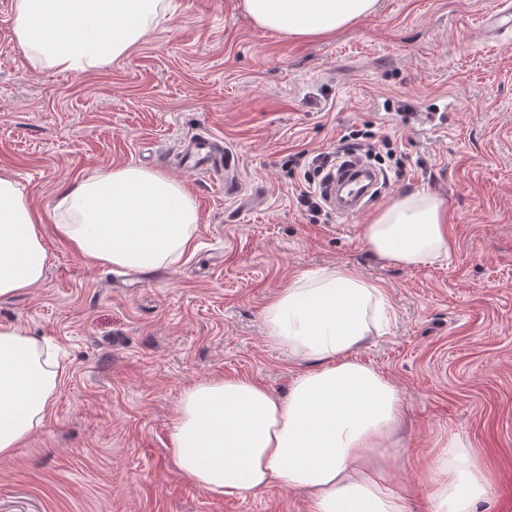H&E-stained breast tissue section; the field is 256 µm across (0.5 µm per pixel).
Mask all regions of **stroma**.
<instances>
[{"label": "stroma", "mask_w": 512, "mask_h": 512, "mask_svg": "<svg viewBox=\"0 0 512 512\" xmlns=\"http://www.w3.org/2000/svg\"><path fill=\"white\" fill-rule=\"evenodd\" d=\"M146 39L111 66H33L0 0V172L23 186L49 254L42 283L0 300V325L57 346L62 380L45 426L0 456V512H307L272 483L246 497L204 491L170 454L188 386L247 377L282 396L303 362L264 338L266 302L296 274L344 265L384 289L394 317L352 351L400 389V478L409 512H430L427 460L459 436L493 471L479 512H512V31L486 33L499 0H378L328 36L257 27L241 0H169ZM413 110L401 122L393 110ZM388 137L405 164L369 209L319 219L296 196L312 158L354 127ZM210 132L241 187L177 166ZM136 165L180 180L196 201L195 250L120 291L55 230L54 195ZM445 200L447 258L415 269L372 254L361 224L394 199Z\"/></svg>", "instance_id": "obj_1"}]
</instances>
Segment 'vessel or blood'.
<instances>
[{"label": "vessel or blood", "mask_w": 512, "mask_h": 512, "mask_svg": "<svg viewBox=\"0 0 512 512\" xmlns=\"http://www.w3.org/2000/svg\"><path fill=\"white\" fill-rule=\"evenodd\" d=\"M178 153L187 173L220 176L224 180L225 194L238 192L240 181L232 168V155L222 141L198 133L185 138ZM321 195L338 214L362 212L373 202L372 177L358 166H351L340 173L337 181L322 187Z\"/></svg>", "instance_id": "vessel-or-blood-1"}]
</instances>
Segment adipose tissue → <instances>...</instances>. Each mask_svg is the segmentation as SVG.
<instances>
[{
    "instance_id": "adipose-tissue-1",
    "label": "adipose tissue",
    "mask_w": 512,
    "mask_h": 512,
    "mask_svg": "<svg viewBox=\"0 0 512 512\" xmlns=\"http://www.w3.org/2000/svg\"><path fill=\"white\" fill-rule=\"evenodd\" d=\"M377 0H241L260 28L294 38L336 33L372 14ZM166 0H12L13 34L36 64L85 73L142 42ZM58 235L92 264L148 269L178 262L200 222L181 182L138 166L102 170L58 189ZM366 247L406 268L447 256V210L435 195L395 199L361 227ZM41 218L23 187L0 173V299L43 278ZM377 285L343 265L303 272L265 305L266 340L306 368L287 396L245 377L185 388L170 436L178 471L199 488L245 497L277 482L307 492L309 512H409L412 486L393 460L400 390L350 353L387 324ZM60 373L51 347L0 326V456L40 429ZM431 512H479L491 471L459 437L432 455Z\"/></svg>"
}]
</instances>
